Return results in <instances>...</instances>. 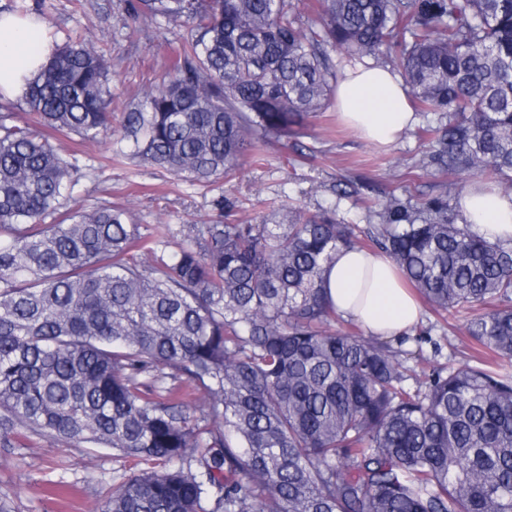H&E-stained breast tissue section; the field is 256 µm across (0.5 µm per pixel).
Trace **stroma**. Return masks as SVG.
Returning <instances> with one entry per match:
<instances>
[{"instance_id": "stroma-1", "label": "stroma", "mask_w": 512, "mask_h": 512, "mask_svg": "<svg viewBox=\"0 0 512 512\" xmlns=\"http://www.w3.org/2000/svg\"><path fill=\"white\" fill-rule=\"evenodd\" d=\"M27 3L33 12L46 14L53 40L63 41L77 29L88 44H109L112 91L118 98L114 112L158 82L173 55V35L133 19L124 0H84L80 10L71 0ZM426 122L424 115H417L415 127L400 141L380 148L347 128L330 108L312 118L303 139L314 148V156L304 158L273 143L265 147L262 161L245 157L231 182L212 184L179 180L151 165L114 164L108 139L83 141L62 133L57 139L65 151L78 154L84 172L70 207L90 209L105 202L125 206L144 233L156 224L177 231L208 222L214 216L210 202L221 193L241 200L236 216L242 220L268 213L271 202L288 196L310 212L335 207L338 220L363 228L368 218L362 198L391 191L415 201L431 193L434 177L419 167L426 150L419 129ZM466 320L463 313L440 315L424 307L418 330L409 333L404 345L412 354L408 366H416L417 351L456 368L471 363L477 344L465 332ZM425 329L431 341H424ZM124 472L111 449L78 447L21 428L11 447H0V498H7L11 512H90Z\"/></svg>"}]
</instances>
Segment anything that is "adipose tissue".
I'll use <instances>...</instances> for the list:
<instances>
[{"label": "adipose tissue", "mask_w": 512, "mask_h": 512, "mask_svg": "<svg viewBox=\"0 0 512 512\" xmlns=\"http://www.w3.org/2000/svg\"><path fill=\"white\" fill-rule=\"evenodd\" d=\"M52 51L53 43L41 25L0 12V95L25 99ZM335 104L350 127L378 146L397 141L415 121L401 78L377 66L358 63L347 68L337 85ZM457 209L462 221L486 239H512V194L476 182L459 197ZM326 287L337 311L367 334L400 336L419 323L420 308L398 282L385 254L338 251L326 273Z\"/></svg>", "instance_id": "1"}]
</instances>
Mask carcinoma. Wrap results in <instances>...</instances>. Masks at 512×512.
<instances>
[{
  "instance_id": "obj_1",
  "label": "carcinoma",
  "mask_w": 512,
  "mask_h": 512,
  "mask_svg": "<svg viewBox=\"0 0 512 512\" xmlns=\"http://www.w3.org/2000/svg\"><path fill=\"white\" fill-rule=\"evenodd\" d=\"M181 31L162 80L112 129V58L67 37L30 84L44 124L112 136L111 161L198 183L272 141L304 153L341 50L390 64L440 180L377 223L288 201L259 222L188 224L157 246L128 209L66 210L75 156L0 106V444L20 427L133 462L96 512H512V240L458 222L448 177L512 193V0H125ZM52 216L54 220L46 222ZM388 254L491 360L424 380L379 338L336 329V252ZM415 384H409V380Z\"/></svg>"
}]
</instances>
